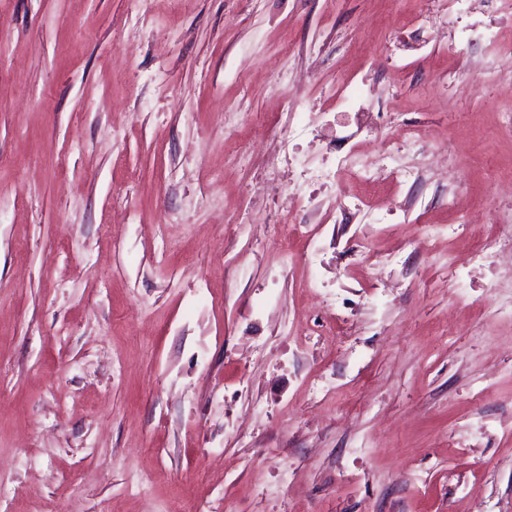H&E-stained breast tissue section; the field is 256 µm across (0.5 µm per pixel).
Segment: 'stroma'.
<instances>
[{
	"label": "stroma",
	"instance_id": "stroma-1",
	"mask_svg": "<svg viewBox=\"0 0 512 512\" xmlns=\"http://www.w3.org/2000/svg\"><path fill=\"white\" fill-rule=\"evenodd\" d=\"M506 112L503 0H0V512H512Z\"/></svg>",
	"mask_w": 512,
	"mask_h": 512
}]
</instances>
